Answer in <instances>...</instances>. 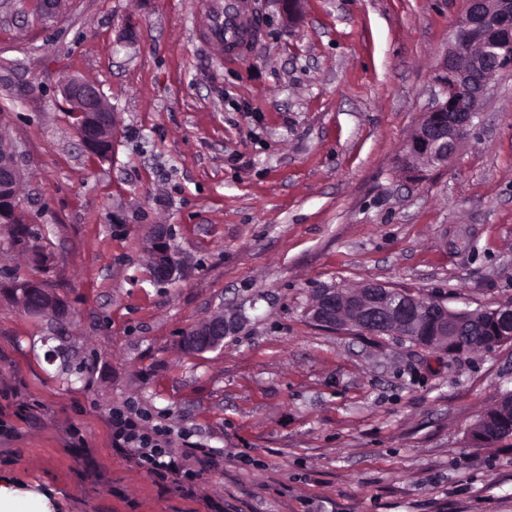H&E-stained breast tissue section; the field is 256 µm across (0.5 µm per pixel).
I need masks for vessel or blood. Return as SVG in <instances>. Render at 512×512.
Instances as JSON below:
<instances>
[{
	"instance_id": "1",
	"label": "vessel or blood",
	"mask_w": 512,
	"mask_h": 512,
	"mask_svg": "<svg viewBox=\"0 0 512 512\" xmlns=\"http://www.w3.org/2000/svg\"><path fill=\"white\" fill-rule=\"evenodd\" d=\"M198 11L206 21L210 48L225 63L241 61L261 38L251 0H201Z\"/></svg>"
}]
</instances>
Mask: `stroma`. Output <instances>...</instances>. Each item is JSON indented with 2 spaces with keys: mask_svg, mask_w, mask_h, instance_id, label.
Returning a JSON list of instances; mask_svg holds the SVG:
<instances>
[{
  "mask_svg": "<svg viewBox=\"0 0 512 512\" xmlns=\"http://www.w3.org/2000/svg\"><path fill=\"white\" fill-rule=\"evenodd\" d=\"M199 0H66L44 25L0 6V134L48 266L0 230V504L8 512H512V441L469 438L512 391V343L454 356L330 332L306 309L369 281L449 307L512 304V71L496 75L447 167L399 157L436 90L465 0H256L240 63L199 40ZM96 84L112 155L89 152L61 93ZM181 262L160 283L147 242ZM48 282L62 322L8 298ZM241 314L222 349L183 335ZM198 478L112 446L113 409ZM3 144V149L0 146V176H8L14 182L23 170L21 156L13 143L5 141Z\"/></svg>",
  "mask_w": 512,
  "mask_h": 512,
  "instance_id": "stroma-1",
  "label": "stroma"
}]
</instances>
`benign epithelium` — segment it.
Wrapping results in <instances>:
<instances>
[{
	"mask_svg": "<svg viewBox=\"0 0 512 512\" xmlns=\"http://www.w3.org/2000/svg\"><path fill=\"white\" fill-rule=\"evenodd\" d=\"M512 68V0H466L463 14L455 23L454 40L438 64L437 85L428 108L406 141L403 158L432 167L444 166L457 151L458 143L474 126L479 107L489 87L490 77ZM62 95L72 112L85 120L76 127L77 135L91 150L103 140L112 139L114 118L100 88L78 77L62 86ZM22 160L17 147L4 142L0 148V176L14 180L21 176ZM149 247L155 274L170 281L180 271L179 263L170 257L166 233L153 231ZM365 298L336 287L316 292L308 315L318 327L329 331H356L376 336L402 330L406 337L423 317L430 318L436 329L431 341L416 340L427 349L455 352L448 347L458 334L473 325L494 329L493 349L512 342V305L480 312L450 308L434 296L414 295L381 283L363 287ZM46 315L62 321L69 314L68 305L50 292ZM243 320L236 313L219 312L189 330L183 342L193 351L204 353L224 346V339L235 335Z\"/></svg>",
	"mask_w": 512,
	"mask_h": 512,
	"instance_id": "7a95c632",
	"label": "benign epithelium"
}]
</instances>
